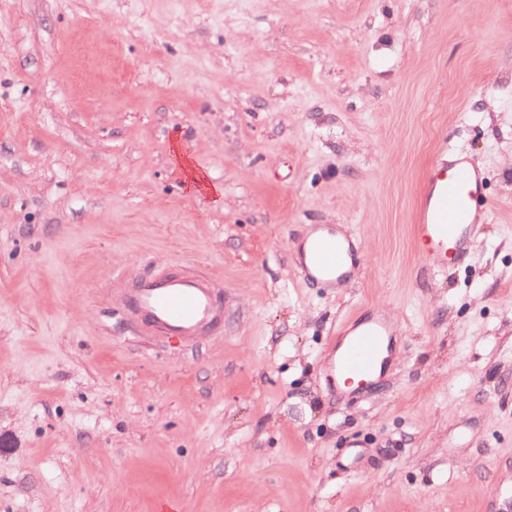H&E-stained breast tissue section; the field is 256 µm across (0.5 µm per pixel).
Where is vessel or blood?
Instances as JSON below:
<instances>
[{"instance_id":"obj_1","label":"vessel or blood","mask_w":512,"mask_h":512,"mask_svg":"<svg viewBox=\"0 0 512 512\" xmlns=\"http://www.w3.org/2000/svg\"><path fill=\"white\" fill-rule=\"evenodd\" d=\"M482 203L483 183L468 162H450L430 176L415 227L428 269L444 270L461 259ZM292 257L308 279L328 286L343 282L349 266L365 262L332 224L318 225L316 236L299 241ZM118 294L131 327L143 335L194 348L224 330V282L196 265L153 267L124 283ZM393 338L382 319L340 329L323 367L326 381L370 386L388 362Z\"/></svg>"}]
</instances>
